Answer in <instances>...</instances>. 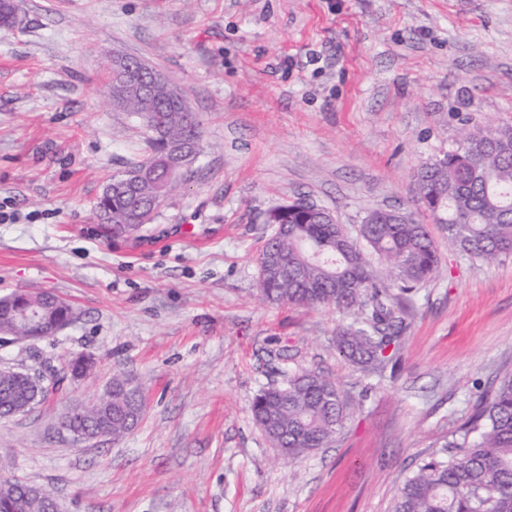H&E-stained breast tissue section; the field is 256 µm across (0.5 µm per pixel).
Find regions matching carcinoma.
<instances>
[{
    "mask_svg": "<svg viewBox=\"0 0 512 512\" xmlns=\"http://www.w3.org/2000/svg\"><path fill=\"white\" fill-rule=\"evenodd\" d=\"M112 102L139 118L147 132V157L139 169L160 165L168 153L201 146L200 123L188 100H176L170 84L144 92L110 69ZM439 165L423 183L424 210L443 226L448 242L461 252L493 263L512 256V129H466L437 158ZM99 197L95 212L109 215L114 235L143 225L141 202L154 187L135 190L116 180ZM288 234L271 236L257 257L264 300L307 308L334 306L354 314L336 329V348L369 372L393 361L404 329L406 301L439 265L428 225L385 221V210L370 211L351 236L343 225L312 224L288 211ZM393 282L392 291L387 282ZM31 317L0 321V340L37 342L56 335L60 310L48 293L27 292ZM112 377L111 413H65L77 426L101 420L118 440L140 418L138 400ZM47 391L0 373V417L17 399L44 401ZM252 411L258 426L283 458L297 460L331 446L348 417L347 404L334 382L306 371L272 383L256 395ZM51 494L17 478L0 479V512H49ZM392 512H512V373L480 400L448 443V459L424 462L400 488Z\"/></svg>",
    "mask_w": 512,
    "mask_h": 512,
    "instance_id": "cac0c4a2",
    "label": "carcinoma"
}]
</instances>
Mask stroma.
<instances>
[{
  "mask_svg": "<svg viewBox=\"0 0 512 512\" xmlns=\"http://www.w3.org/2000/svg\"><path fill=\"white\" fill-rule=\"evenodd\" d=\"M16 3L0 26V294L52 292L78 317L31 347L0 342V366L95 367L0 419V477L61 512H391L477 388L512 372V258L450 246L416 185L461 127L512 128V0ZM116 51L184 88L203 148L149 224L113 237L94 204L146 138L109 95ZM300 197L352 233L376 208L428 225L440 270L411 298L395 375L339 354L349 312L261 299L263 216ZM307 370L349 417L331 447L286 462L252 402ZM116 374L146 397L134 430L94 445L59 430Z\"/></svg>",
  "mask_w": 512,
  "mask_h": 512,
  "instance_id": "obj_1",
  "label": "stroma"
}]
</instances>
